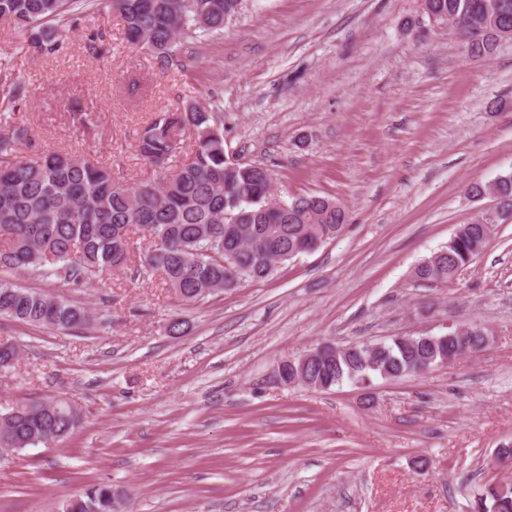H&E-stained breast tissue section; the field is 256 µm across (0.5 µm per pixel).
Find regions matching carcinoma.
I'll return each mask as SVG.
<instances>
[{
	"label": "carcinoma",
	"instance_id": "carcinoma-1",
	"mask_svg": "<svg viewBox=\"0 0 512 512\" xmlns=\"http://www.w3.org/2000/svg\"><path fill=\"white\" fill-rule=\"evenodd\" d=\"M95 0H0V20L23 33L28 50L51 55L61 47L59 28L92 8ZM121 17L127 42L166 68L186 39L215 35L224 15L239 0H101ZM425 16L436 22L466 25L468 54L491 58L500 43L512 41V0H426ZM26 81L8 60L0 61V270L54 279L76 287L104 280L127 267L139 253L141 271L157 275L185 303L231 290L244 281L268 278L276 264L290 260L296 248L308 253L337 238L347 212L320 196H298L273 204L268 167L228 156L222 112L187 100L176 111L150 115L137 133L136 151L161 178L120 183L112 167L83 154L36 149L28 128L13 121L26 101ZM196 149L190 161L169 163L188 139ZM468 192L493 193L502 208L512 207V172ZM493 221L483 215L459 224L432 256L414 270L421 283L453 280L482 251ZM215 255L207 254V251ZM235 254L238 276L224 267V253ZM0 316L20 323L77 333L97 313L60 295L38 293L0 280ZM448 341L417 335L408 342L390 336L369 351L325 345L303 369L283 381L302 377L315 390L345 382L365 384L380 377L421 376L443 360L487 349L492 334L483 326L457 332ZM82 421L81 411L64 399L48 398L0 414V448H28L49 439L68 438ZM481 512H512V484H486ZM109 486L94 485L69 500L64 512H119Z\"/></svg>",
	"mask_w": 512,
	"mask_h": 512
}]
</instances>
